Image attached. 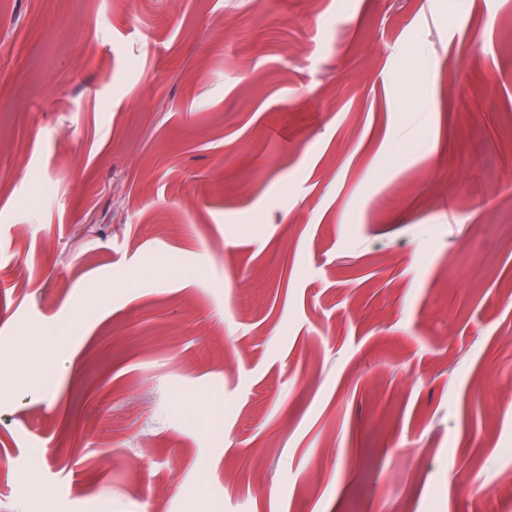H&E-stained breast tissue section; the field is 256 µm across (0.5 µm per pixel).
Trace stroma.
Segmentation results:
<instances>
[{"label":"stroma","mask_w":512,"mask_h":512,"mask_svg":"<svg viewBox=\"0 0 512 512\" xmlns=\"http://www.w3.org/2000/svg\"><path fill=\"white\" fill-rule=\"evenodd\" d=\"M509 179L512 0H0V512H488Z\"/></svg>","instance_id":"1"}]
</instances>
